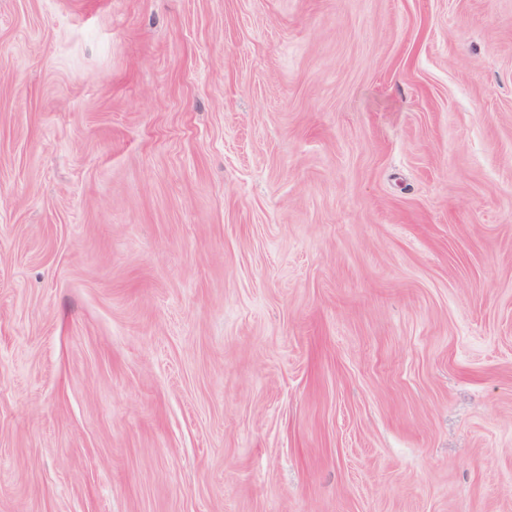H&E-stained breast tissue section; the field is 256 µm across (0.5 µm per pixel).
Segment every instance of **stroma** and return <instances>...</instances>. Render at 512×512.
<instances>
[{
  "label": "stroma",
  "instance_id": "1",
  "mask_svg": "<svg viewBox=\"0 0 512 512\" xmlns=\"http://www.w3.org/2000/svg\"><path fill=\"white\" fill-rule=\"evenodd\" d=\"M0 512H512V0H0Z\"/></svg>",
  "mask_w": 512,
  "mask_h": 512
}]
</instances>
